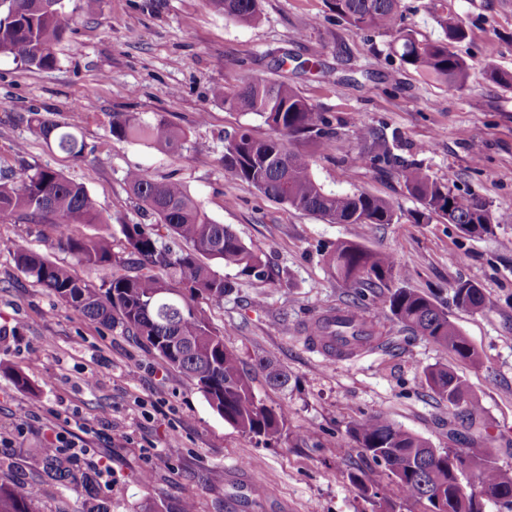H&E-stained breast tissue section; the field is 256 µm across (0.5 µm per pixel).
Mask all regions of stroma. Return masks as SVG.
I'll return each mask as SVG.
<instances>
[{
    "mask_svg": "<svg viewBox=\"0 0 512 512\" xmlns=\"http://www.w3.org/2000/svg\"><path fill=\"white\" fill-rule=\"evenodd\" d=\"M83 0H64L72 29L49 69L0 54V178L36 167L82 183L106 216L75 224L77 238H106L123 253L122 225L152 228L155 218L132 199L125 177L141 169L181 180L216 222L261 251L271 274L258 279L212 262L233 285L223 302L197 298L223 331L267 406L284 408L278 439L264 443L224 422L197 387L120 330L79 318L22 273L11 245L25 239L47 259L70 262L46 224H0V483L37 479V454L76 424L88 428V452L76 469L111 472L101 486L108 512H376L378 497L400 512H424L359 452L349 430L381 412L437 448H463L468 432L425 382L440 364L462 376L481 404L479 435L500 466L512 468V87L491 81L512 74V0H401L402 25L420 40H437L443 5H452L466 36L451 49L467 65L463 89L400 62L390 31H359L330 11L327 0H261L246 26L207 0H100L86 15ZM260 75L291 85L333 121L337 134L298 143L316 180L329 192L363 191L389 200L390 224H331L264 196L227 175L225 136L239 127L268 133L262 119L225 109L215 89L233 92ZM78 122L86 148L70 157L33 131L31 113ZM160 112L190 133L193 150L174 159L141 141L112 139L113 113ZM373 127L399 159L489 209L491 236L466 237L434 217L415 222L418 201L397 175L358 161L355 124ZM393 254L399 286L431 294L480 354L458 360L391 322L381 299L353 303L326 265L342 241ZM489 296L483 311L454 305L458 281ZM357 308L383 345L334 362L302 340L307 324L332 307ZM273 358L288 375L271 385L261 367ZM30 384L21 390L10 375ZM355 470L376 485L363 495L348 481Z\"/></svg>",
    "mask_w": 512,
    "mask_h": 512,
    "instance_id": "stroma-1",
    "label": "stroma"
}]
</instances>
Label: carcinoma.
<instances>
[{
  "label": "carcinoma",
  "mask_w": 512,
  "mask_h": 512,
  "mask_svg": "<svg viewBox=\"0 0 512 512\" xmlns=\"http://www.w3.org/2000/svg\"><path fill=\"white\" fill-rule=\"evenodd\" d=\"M210 6L241 25L259 18V0H208ZM336 16L361 31H394L398 34L402 63L445 84L462 88L467 80L465 62L450 49L465 38L458 16L443 10L437 23L444 38L419 40L397 28L400 0H329ZM69 19L64 0H0V53L9 54L28 66H55L58 45ZM215 97L231 110L259 116L269 129L263 138L242 128L224 140L221 162L224 172L245 182L267 197L319 216L333 224H391L393 205L366 192L331 193L316 181L309 159L290 148L293 141L320 142L332 138L331 120L285 82L255 78L231 96ZM34 131L47 144L73 158H80L85 142L73 124H60L33 113ZM116 141L143 140L173 158H183L190 138L165 115L150 120L137 112H114L109 127ZM363 145L360 160L380 172L395 166L390 149L379 144L370 127L355 129ZM399 176L408 194L421 205L419 216H437L457 225L466 236L494 234L492 216L485 204L454 192L434 180L420 165L410 163ZM134 198L156 217V228L123 224L128 257L112 253L104 239H82L60 229L58 246L75 263L104 271L101 284L77 277L72 266L50 261L24 240L14 243L17 267L45 288L76 315L112 330L137 337L146 348L178 369L197 386L210 407L224 422L258 438L271 440L280 434L286 410L267 406L259 399L240 366L237 354L227 346L224 333L210 324L195 298L224 300L232 286L202 258L215 259L260 279L267 275L260 252L245 244L228 226L214 221L183 183L170 177L157 180L140 170L126 175ZM105 224L94 196L80 183L49 168L25 169L0 181V223L16 224ZM336 279L354 295L385 290L391 317L456 357L476 363L479 354L451 320L447 310L428 295L397 287L399 268L394 257L371 250L357 241H343L326 257ZM178 280L185 292L162 295L160 290ZM457 306L470 312L486 308L489 298L483 288L460 281L454 290ZM274 386L288 383L285 371L269 361L263 365ZM429 388L448 404V411L461 426L471 430L482 425V409L470 393L466 380L444 366L424 369ZM350 434L364 457L382 467L405 498L424 505L425 512H484L489 502L512 512V470L501 468L484 448H435L375 413L355 423ZM42 481L0 483V512H36L43 483L71 486L89 500L99 473H77L65 464L57 450L42 448ZM464 456L478 467V479L486 499L459 496L461 470L454 463Z\"/></svg>",
  "instance_id": "1"
}]
</instances>
